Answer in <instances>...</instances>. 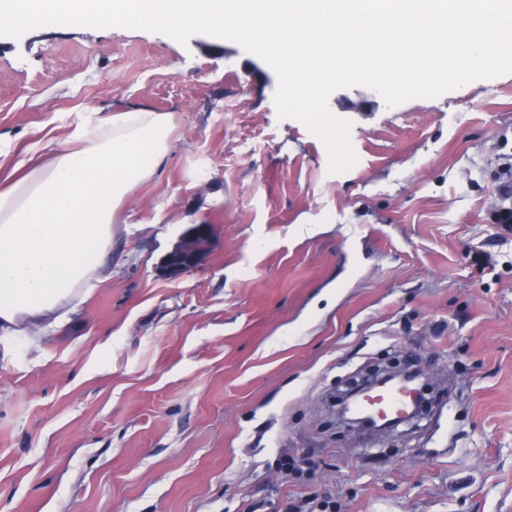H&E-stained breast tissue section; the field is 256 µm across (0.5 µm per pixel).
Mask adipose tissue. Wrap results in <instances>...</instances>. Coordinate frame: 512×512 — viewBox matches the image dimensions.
Returning <instances> with one entry per match:
<instances>
[{
    "label": "adipose tissue",
    "mask_w": 512,
    "mask_h": 512,
    "mask_svg": "<svg viewBox=\"0 0 512 512\" xmlns=\"http://www.w3.org/2000/svg\"><path fill=\"white\" fill-rule=\"evenodd\" d=\"M174 128L146 106L84 112L71 141L0 190V333L53 330L101 280L123 204L159 173Z\"/></svg>",
    "instance_id": "obj_1"
}]
</instances>
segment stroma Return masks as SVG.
I'll return each instance as SVG.
<instances>
[{
	"instance_id": "obj_1",
	"label": "stroma",
	"mask_w": 512,
	"mask_h": 512,
	"mask_svg": "<svg viewBox=\"0 0 512 512\" xmlns=\"http://www.w3.org/2000/svg\"><path fill=\"white\" fill-rule=\"evenodd\" d=\"M238 43L122 27L0 36V172L80 112L176 116L104 281L31 343L0 335V512H512V234L494 221L512 74L387 106L333 92L357 157L277 115ZM197 265L164 260L199 220ZM403 355L423 419L356 434L336 388ZM306 467L280 471L283 458Z\"/></svg>"
}]
</instances>
